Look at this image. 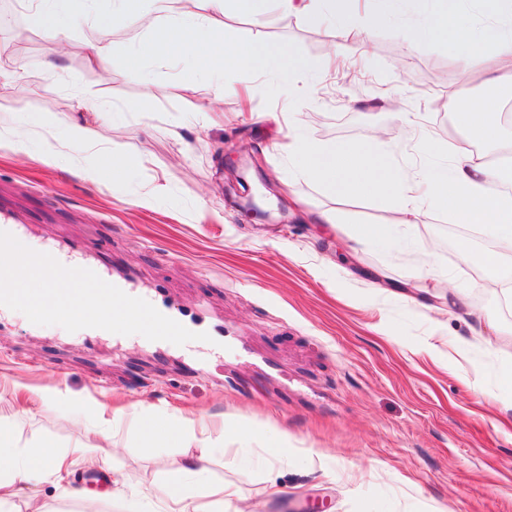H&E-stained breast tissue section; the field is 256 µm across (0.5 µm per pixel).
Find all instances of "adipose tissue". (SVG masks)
<instances>
[{
    "label": "adipose tissue",
    "mask_w": 512,
    "mask_h": 512,
    "mask_svg": "<svg viewBox=\"0 0 512 512\" xmlns=\"http://www.w3.org/2000/svg\"><path fill=\"white\" fill-rule=\"evenodd\" d=\"M194 10L184 0H153L151 9H140V0H112L107 13L94 15L101 28L132 23L152 32L143 47L145 55L190 56L203 74L238 72L284 74L305 69L306 64L284 46L258 42L231 44L216 28V18L226 10L264 19L269 0H194ZM423 22L412 31L413 41L432 34L448 38L460 70L486 75L496 81L503 70L512 69V0H477L488 23L476 25L469 16L466 0H432ZM91 0H30L29 16L44 39L52 45L64 42L66 29L61 15H86ZM492 105L482 101L478 111H464L459 122L466 135L455 150L451 167L417 173L389 172L375 144L348 142L315 143L298 130H290L278 148L299 158L304 175L336 193L347 196H378L396 192V222L417 224L436 209H444L454 224L487 226L497 241L495 251L485 253L483 262L499 282L512 283V195L503 188L512 184V165L489 163L475 146L499 139L501 127L487 112ZM50 401L67 408L86 431L108 437L113 421L103 404L68 399L56 392ZM194 420L181 416L154 414L146 425L147 448H163L174 440L195 436ZM210 448L185 458L181 471L185 482L157 481L140 490V498L161 504L163 512H225L238 499L228 486L211 489L209 500H201L187 487L188 482L206 483L205 462ZM97 466L88 449L56 450L46 442L36 448L20 446L12 429L0 424V512H47L39 494L42 485L60 487L76 463Z\"/></svg>",
    "instance_id": "1"
}]
</instances>
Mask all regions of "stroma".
<instances>
[{"label": "stroma", "instance_id": "obj_1", "mask_svg": "<svg viewBox=\"0 0 512 512\" xmlns=\"http://www.w3.org/2000/svg\"><path fill=\"white\" fill-rule=\"evenodd\" d=\"M420 21L404 0L364 33L365 55L345 48L337 61L327 26L279 0H271L265 24L221 16L227 41L260 39L313 63L318 91L306 104L289 91L306 82L304 73L283 81L232 73L225 77L232 92L201 115L210 86L193 65L176 56L132 62L147 38L141 28L106 31L66 15L70 39L54 53L20 0H0V43L28 72L21 85H0V132L31 117L44 121L28 153L0 148V205L19 211L38 245L78 244L105 269L132 276L192 331L223 330L216 345L114 333L81 341L58 326L0 314V422L21 444L92 443L65 408L31 396L59 390L121 410L100 454L106 470L121 473L125 492L99 501V512H128V492L172 476L207 438L218 447L206 462L211 481L233 485L252 512H512V411L493 402L512 367V306H500L492 274L460 259L442 211L397 228L387 244L352 249L351 233L392 221L393 194L349 199L301 177L272 147L277 126L262 119L297 113L305 135L320 143L379 141L404 168L426 129L447 158L463 130L438 100L472 104L487 96L512 106V82L402 80L394 61L417 73L457 67L444 40L410 44ZM90 39L111 42L107 67L89 64ZM391 91L408 120L385 107ZM79 96L111 112L84 152L71 149L64 132L85 118L75 108ZM47 140L59 152L53 166L32 159ZM109 147L130 171L89 183L94 152ZM268 172L288 190L267 191ZM326 210L337 213L339 227L321 221ZM398 282L427 289V305L389 293ZM457 289L497 324L491 344L473 339L469 318L449 314ZM462 337L473 340L464 356L454 346ZM155 410L203 421L205 429L144 452L142 426ZM228 421L284 431L295 453L276 461L262 443L242 449L223 439ZM310 448L330 455L308 463Z\"/></svg>", "mask_w": 512, "mask_h": 512}]
</instances>
